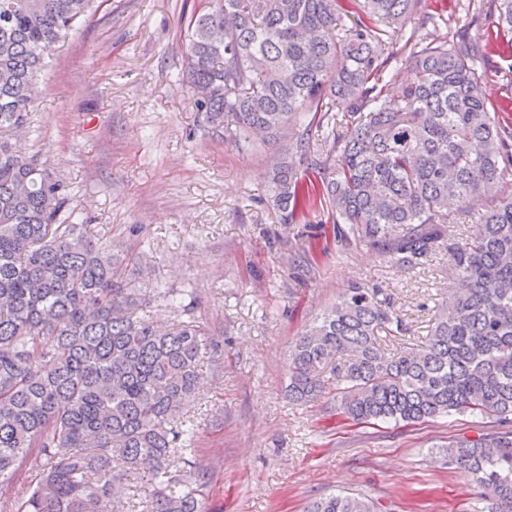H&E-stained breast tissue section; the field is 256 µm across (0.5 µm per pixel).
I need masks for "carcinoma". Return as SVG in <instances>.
<instances>
[{
  "label": "carcinoma",
  "instance_id": "cac0c4a2",
  "mask_svg": "<svg viewBox=\"0 0 512 512\" xmlns=\"http://www.w3.org/2000/svg\"><path fill=\"white\" fill-rule=\"evenodd\" d=\"M97 0H0V498L6 479L44 458L51 466L15 512H111L121 479L148 459L163 488L146 512H200L197 490L172 476L170 457L194 434L172 421L200 383L213 346L205 329L157 326L120 258L72 206L70 183L39 154L17 149L42 94L50 51ZM186 23L182 82L224 139L280 147L268 174L283 223L320 204L333 223L411 266L444 242L448 204L489 202L471 239L451 251L461 290L442 304L423 345L397 354L379 333L403 330L382 290L354 286L299 336L288 398L311 402L336 373L339 413L357 424L415 423L452 412L512 423V196L499 194L505 139L482 94L476 44L431 41L411 53L401 94L376 77L392 37L419 0H205ZM498 28L512 32V0ZM341 135L312 138L332 112ZM404 225L407 232L389 238ZM448 466L479 489L485 512H512V431L448 444ZM308 512H375L332 494Z\"/></svg>",
  "mask_w": 512,
  "mask_h": 512
}]
</instances>
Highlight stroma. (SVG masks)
<instances>
[{"instance_id": "stroma-1", "label": "stroma", "mask_w": 512, "mask_h": 512, "mask_svg": "<svg viewBox=\"0 0 512 512\" xmlns=\"http://www.w3.org/2000/svg\"><path fill=\"white\" fill-rule=\"evenodd\" d=\"M204 0H104L52 51L45 92L19 141L70 182L73 205L98 237L150 267L138 282L158 325L192 320L216 348L174 419L195 435L172 475L200 488L204 512H307L331 493L376 512H480L477 491L442 453L449 442L497 432L494 418L458 413L412 424H357L339 415L331 372L313 402L285 394L298 336L353 284L380 288L404 334L422 343L458 289L447 244L414 268L390 267L369 243L340 238L321 207L280 223L267 172L278 148L249 151L210 128L178 80L185 21ZM499 0H421L407 21L417 39L463 37L485 46L482 90L512 125V47L494 25ZM158 488L149 464L128 471L117 512H143Z\"/></svg>"}]
</instances>
